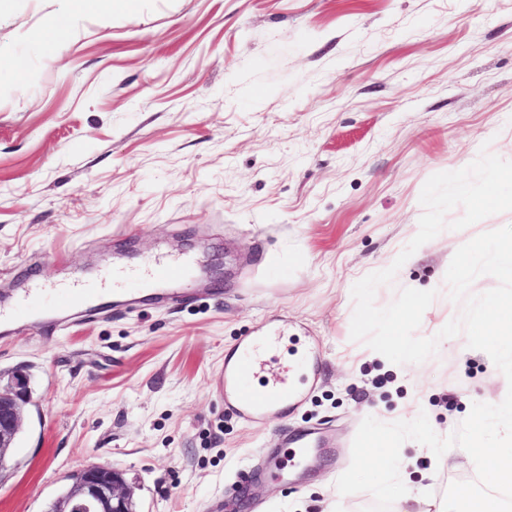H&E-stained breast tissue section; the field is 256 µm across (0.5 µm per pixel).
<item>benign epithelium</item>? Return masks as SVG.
<instances>
[{
    "label": "benign epithelium",
    "mask_w": 512,
    "mask_h": 512,
    "mask_svg": "<svg viewBox=\"0 0 512 512\" xmlns=\"http://www.w3.org/2000/svg\"><path fill=\"white\" fill-rule=\"evenodd\" d=\"M28 379L18 373L0 390V470L12 460V449L26 417ZM48 512H137L134 488L108 462H92L77 472L67 492Z\"/></svg>",
    "instance_id": "benign-epithelium-1"
}]
</instances>
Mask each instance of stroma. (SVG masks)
<instances>
[{
  "label": "stroma",
  "instance_id": "35a3bbf8",
  "mask_svg": "<svg viewBox=\"0 0 512 512\" xmlns=\"http://www.w3.org/2000/svg\"><path fill=\"white\" fill-rule=\"evenodd\" d=\"M65 25L49 42L37 32ZM512 160V0H0V297L29 273L109 272L157 249L198 252L191 303L116 308L65 331L0 340V385L31 404L0 512H44L107 461L138 512H363L336 501L365 417L426 413L448 436L507 381L465 335L415 365L353 341V285L418 231L427 179L481 149ZM512 211L422 245L392 283L435 291L416 334L458 318L445 274L461 243ZM281 331L256 377L293 374L287 412L245 421L216 388L246 336ZM326 439L297 478H262L283 433ZM455 470L406 441L411 486L443 501Z\"/></svg>",
  "mask_w": 512,
  "mask_h": 512
}]
</instances>
